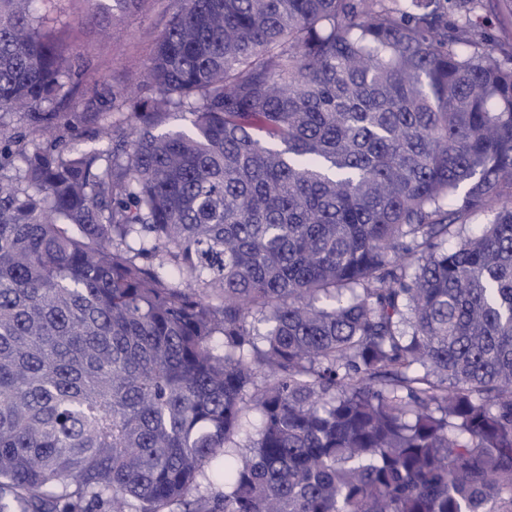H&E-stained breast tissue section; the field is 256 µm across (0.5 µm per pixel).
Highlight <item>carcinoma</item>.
<instances>
[{
  "label": "carcinoma",
  "instance_id": "1",
  "mask_svg": "<svg viewBox=\"0 0 512 512\" xmlns=\"http://www.w3.org/2000/svg\"><path fill=\"white\" fill-rule=\"evenodd\" d=\"M36 1L0 0V112L48 133L0 120V512H512V45L477 0H174L152 95L82 116L104 152L45 110L75 72Z\"/></svg>",
  "mask_w": 512,
  "mask_h": 512
}]
</instances>
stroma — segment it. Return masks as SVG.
Instances as JSON below:
<instances>
[{"label":"stroma","instance_id":"35a3bbf8","mask_svg":"<svg viewBox=\"0 0 512 512\" xmlns=\"http://www.w3.org/2000/svg\"><path fill=\"white\" fill-rule=\"evenodd\" d=\"M92 10L90 0H55L52 6L56 33L80 64L73 95L62 106L66 112L102 111L104 91L118 94L138 84L170 15L169 0H140L108 25L86 22ZM472 18L490 42H512V0H478Z\"/></svg>","mask_w":512,"mask_h":512}]
</instances>
